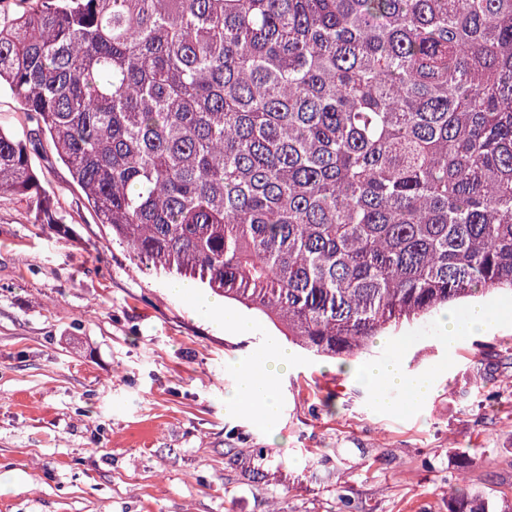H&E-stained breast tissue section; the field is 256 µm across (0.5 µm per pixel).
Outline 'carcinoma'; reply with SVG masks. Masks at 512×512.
<instances>
[{"mask_svg":"<svg viewBox=\"0 0 512 512\" xmlns=\"http://www.w3.org/2000/svg\"><path fill=\"white\" fill-rule=\"evenodd\" d=\"M19 2L0 193L42 223L45 133L131 260L343 362L512 291V0ZM0 126L10 131L27 129L26 115L15 96L7 89L0 90Z\"/></svg>","mask_w":512,"mask_h":512,"instance_id":"obj_1","label":"carcinoma"}]
</instances>
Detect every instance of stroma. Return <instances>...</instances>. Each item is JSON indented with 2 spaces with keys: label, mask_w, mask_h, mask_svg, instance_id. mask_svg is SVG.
Listing matches in <instances>:
<instances>
[{
  "label": "stroma",
  "mask_w": 512,
  "mask_h": 512,
  "mask_svg": "<svg viewBox=\"0 0 512 512\" xmlns=\"http://www.w3.org/2000/svg\"><path fill=\"white\" fill-rule=\"evenodd\" d=\"M32 165L58 221L0 194V512H448L458 482L512 503L511 294L492 333L448 344L431 317L344 366L295 352L265 430L225 397L274 326L215 334L108 245L50 140ZM395 355L433 390L386 411L356 374Z\"/></svg>",
  "instance_id": "obj_1"
}]
</instances>
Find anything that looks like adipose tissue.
<instances>
[{"label": "adipose tissue", "instance_id": "adipose-tissue-1", "mask_svg": "<svg viewBox=\"0 0 512 512\" xmlns=\"http://www.w3.org/2000/svg\"><path fill=\"white\" fill-rule=\"evenodd\" d=\"M167 292L203 311L216 332L240 337H249L257 332L258 324L254 318L229 312L223 298H199L197 286L192 281H172ZM292 358L290 349L280 346L275 339H268L261 357L243 371L238 386L227 396V403L258 427L276 425L281 416L276 381L287 370ZM358 378L370 389L375 403L382 407L390 406L389 394L393 389L404 388L411 401L419 402L428 398L433 388L429 374L407 373L396 357L365 366Z\"/></svg>", "mask_w": 512, "mask_h": 512}]
</instances>
